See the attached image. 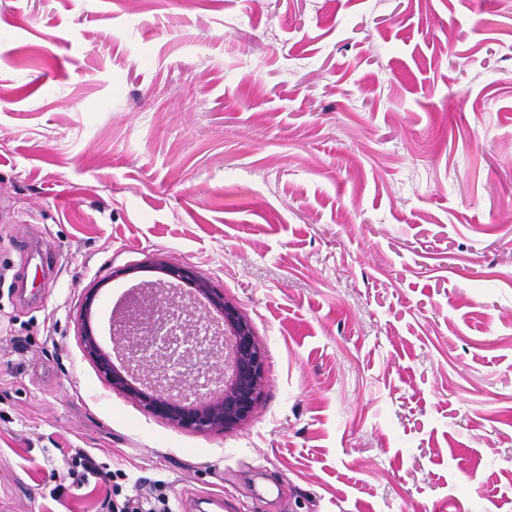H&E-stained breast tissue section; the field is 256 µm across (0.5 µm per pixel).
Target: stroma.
<instances>
[{
  "mask_svg": "<svg viewBox=\"0 0 512 512\" xmlns=\"http://www.w3.org/2000/svg\"><path fill=\"white\" fill-rule=\"evenodd\" d=\"M0 195V512H512V0H0ZM157 259L250 319L243 424L85 355Z\"/></svg>",
  "mask_w": 512,
  "mask_h": 512,
  "instance_id": "35a3bbf8",
  "label": "stroma"
}]
</instances>
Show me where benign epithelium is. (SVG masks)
<instances>
[{
	"mask_svg": "<svg viewBox=\"0 0 512 512\" xmlns=\"http://www.w3.org/2000/svg\"><path fill=\"white\" fill-rule=\"evenodd\" d=\"M153 269L165 278L152 282L149 292L133 298L123 320L113 329V350L122 365H116L111 355L102 350L88 326L83 332L86 352L112 388L179 427L200 432L222 431L245 422L255 410L264 386L265 350L251 321L191 269L164 261L155 262ZM176 281L191 286L196 296L205 300L207 308L202 316L195 317V307L176 304ZM212 315L220 317L221 327L214 329L208 347L201 349L196 343L198 330L191 328V324L208 321ZM170 325L183 336L184 362L191 363L200 355L209 359L226 354L218 384L190 402L171 394L172 385L165 382L166 374L158 372L151 377L144 373L147 358L158 357L166 349Z\"/></svg>",
	"mask_w": 512,
	"mask_h": 512,
	"instance_id": "benign-epithelium-1",
	"label": "benign epithelium"
}]
</instances>
